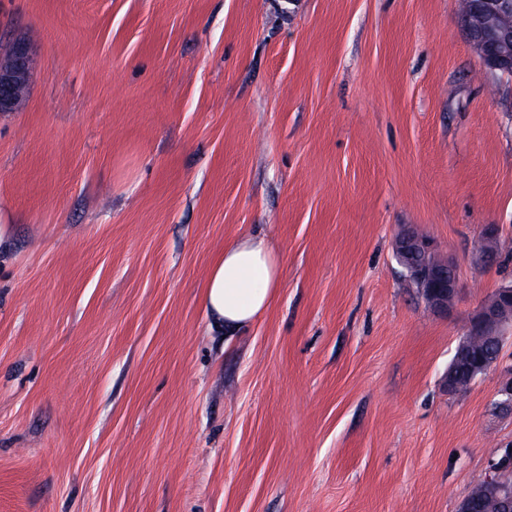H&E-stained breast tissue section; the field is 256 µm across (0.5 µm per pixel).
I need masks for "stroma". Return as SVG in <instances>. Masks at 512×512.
<instances>
[{"mask_svg":"<svg viewBox=\"0 0 512 512\" xmlns=\"http://www.w3.org/2000/svg\"><path fill=\"white\" fill-rule=\"evenodd\" d=\"M17 38L0 512H458L512 444V337L442 385L512 284V77L460 0H0ZM410 227L457 261L448 312L396 261ZM249 234L283 283L231 332L204 287Z\"/></svg>","mask_w":512,"mask_h":512,"instance_id":"35a3bbf8","label":"stroma"}]
</instances>
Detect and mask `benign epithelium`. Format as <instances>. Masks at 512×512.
<instances>
[{"instance_id":"obj_1","label":"benign epithelium","mask_w":512,"mask_h":512,"mask_svg":"<svg viewBox=\"0 0 512 512\" xmlns=\"http://www.w3.org/2000/svg\"><path fill=\"white\" fill-rule=\"evenodd\" d=\"M463 18L474 48L493 71L512 67V0H464ZM33 57L30 44L20 38L0 49V112H12L19 104V93L28 89ZM437 253V245L428 237L413 230L399 235L395 256L406 274L420 288L428 307L446 311L454 303L459 287L454 260L442 257L438 266L420 268L405 263L407 252ZM495 301L483 303L472 316L469 327L492 340L504 341L511 323L504 314L512 307V284L502 285L494 292ZM486 481L497 487L496 507L499 512H512V448L501 449L490 465Z\"/></svg>"}]
</instances>
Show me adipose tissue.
Here are the masks:
<instances>
[{
	"mask_svg": "<svg viewBox=\"0 0 512 512\" xmlns=\"http://www.w3.org/2000/svg\"><path fill=\"white\" fill-rule=\"evenodd\" d=\"M281 262L265 237L249 235L227 245L209 272L204 304L219 324L235 330L262 316L281 286Z\"/></svg>",
	"mask_w": 512,
	"mask_h": 512,
	"instance_id": "obj_1",
	"label": "adipose tissue"
}]
</instances>
